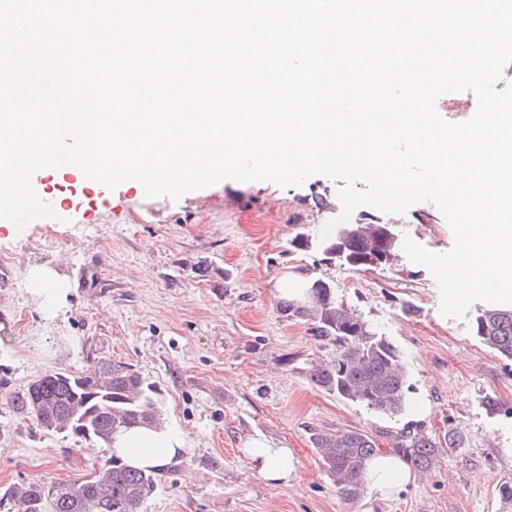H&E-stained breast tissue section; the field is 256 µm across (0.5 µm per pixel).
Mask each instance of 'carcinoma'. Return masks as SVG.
I'll use <instances>...</instances> for the list:
<instances>
[{
    "mask_svg": "<svg viewBox=\"0 0 512 512\" xmlns=\"http://www.w3.org/2000/svg\"><path fill=\"white\" fill-rule=\"evenodd\" d=\"M292 251L316 250L324 259L341 251L348 266L365 270L362 259L377 248L387 259H398L402 242L396 233L375 240L357 224H341L325 240L303 231L289 241ZM318 279L303 288L313 300L288 298L280 311L287 318L309 320L320 340L337 348L336 358L315 363L309 380L316 388L376 414L396 418L406 411L409 391L398 347L376 330L332 287L317 288ZM475 336L501 356L512 359V307L490 305L476 311ZM18 414L34 421L46 434L60 435L79 446L111 447L114 436L132 428H151L162 419L158 389L139 372L119 362H104L78 374L48 372L12 395ZM448 449L419 429L405 432L398 451L419 472H431L445 451L462 450L464 439L455 432L444 438ZM311 442L340 498L354 503L365 492L366 463L381 451L373 436L362 431L315 432ZM157 486L154 472L130 468L111 456L95 472L51 485L13 483L0 488V512L18 505L22 512H141L144 500Z\"/></svg>",
    "mask_w": 512,
    "mask_h": 512,
    "instance_id": "carcinoma-1",
    "label": "carcinoma"
}]
</instances>
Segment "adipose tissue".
Here are the masks:
<instances>
[{"label":"adipose tissue","mask_w":512,"mask_h":512,"mask_svg":"<svg viewBox=\"0 0 512 512\" xmlns=\"http://www.w3.org/2000/svg\"><path fill=\"white\" fill-rule=\"evenodd\" d=\"M185 450V436L171 426L158 429H138L116 435L112 451L128 465L143 469H160L180 456ZM259 471L270 484L278 485L294 479L297 464L284 448H274L263 440L255 441L251 450ZM368 477L378 489L390 492L409 480V469L400 457L389 453L372 459L367 467Z\"/></svg>","instance_id":"ef3b65f1"}]
</instances>
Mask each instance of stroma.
<instances>
[{"mask_svg": "<svg viewBox=\"0 0 512 512\" xmlns=\"http://www.w3.org/2000/svg\"><path fill=\"white\" fill-rule=\"evenodd\" d=\"M338 181L301 185L224 180L179 199L122 183L106 203L68 210L58 224L0 226V486L94 472L106 448L76 446L20 417L10 397L52 371L122 362L153 383L167 425L186 447L158 473L143 512H512L497 494L512 481V360L473 334L470 318L440 312L438 284L399 255L360 271L316 251H289L297 230L317 236L341 205ZM385 222L431 252L455 238L438 206L412 205ZM51 271L67 290L49 306L33 280ZM320 277L401 351L409 410L387 418L315 388L307 370L332 358L309 321L280 312L284 278ZM463 453H443L430 475L342 501L311 443L316 432L363 431L384 451L406 427ZM290 449L297 476L270 485L254 441Z\"/></svg>", "mask_w": 512, "mask_h": 512, "instance_id": "1", "label": "stroma"}]
</instances>
